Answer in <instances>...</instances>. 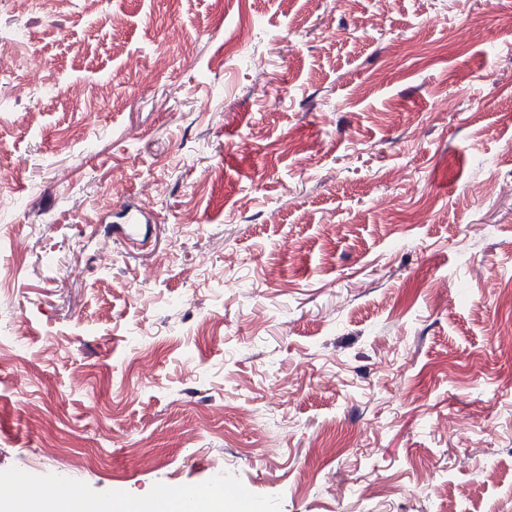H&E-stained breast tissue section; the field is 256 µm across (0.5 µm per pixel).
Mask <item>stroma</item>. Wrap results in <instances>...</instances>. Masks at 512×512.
<instances>
[{
  "mask_svg": "<svg viewBox=\"0 0 512 512\" xmlns=\"http://www.w3.org/2000/svg\"><path fill=\"white\" fill-rule=\"evenodd\" d=\"M0 236V481L512 512V0L2 4Z\"/></svg>",
  "mask_w": 512,
  "mask_h": 512,
  "instance_id": "35a3bbf8",
  "label": "stroma"
}]
</instances>
